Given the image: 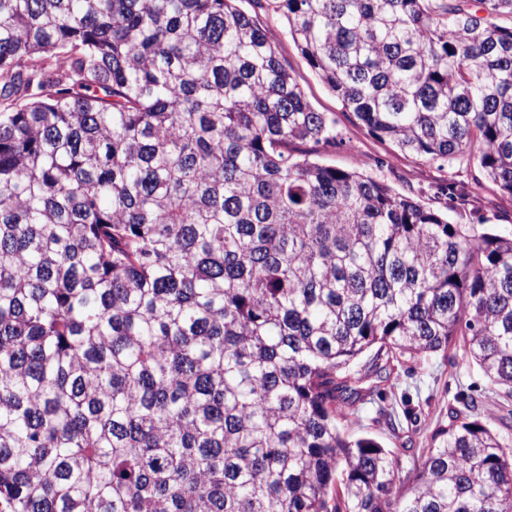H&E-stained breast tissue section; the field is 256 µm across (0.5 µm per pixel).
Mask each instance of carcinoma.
<instances>
[{"instance_id": "1", "label": "carcinoma", "mask_w": 512, "mask_h": 512, "mask_svg": "<svg viewBox=\"0 0 512 512\" xmlns=\"http://www.w3.org/2000/svg\"><path fill=\"white\" fill-rule=\"evenodd\" d=\"M240 2L0 0V512H512L472 396L405 472L345 433L459 341L512 397V231L314 159L336 119ZM247 2L512 199V0Z\"/></svg>"}]
</instances>
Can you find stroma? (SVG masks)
Masks as SVG:
<instances>
[{"mask_svg": "<svg viewBox=\"0 0 512 512\" xmlns=\"http://www.w3.org/2000/svg\"><path fill=\"white\" fill-rule=\"evenodd\" d=\"M279 53L295 73L312 107L334 114L336 118L337 145L334 149L320 151L319 161L345 170L366 172L398 191H413L436 208L441 207L442 202L434 197L435 185L446 180L455 182L467 191L476 221L496 224L503 230L512 228V200L500 196L476 167L465 163L442 167L394 153L389 143L372 136L367 128L342 113L336 97L313 74L290 38H281ZM397 374L386 400L399 412L411 408L415 423L390 425L378 415L377 403L368 402L360 405L348 433L354 438H375L384 447L396 451L404 467H413L421 460L432 431L448 423L451 410L458 408L459 394L476 398L480 418L488 426L497 430L512 426V404H501L494 386L475 364L463 359L461 350L432 356L423 365L405 363Z\"/></svg>", "mask_w": 512, "mask_h": 512, "instance_id": "stroma-1", "label": "stroma"}]
</instances>
